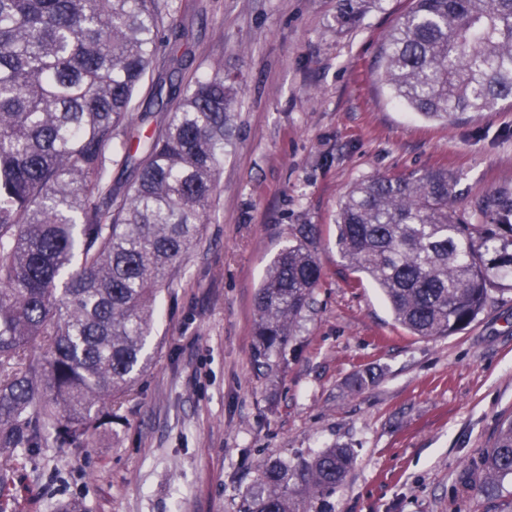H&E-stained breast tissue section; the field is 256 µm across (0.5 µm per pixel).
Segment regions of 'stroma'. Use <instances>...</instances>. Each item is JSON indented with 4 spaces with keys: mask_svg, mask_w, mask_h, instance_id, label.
Returning <instances> with one entry per match:
<instances>
[{
    "mask_svg": "<svg viewBox=\"0 0 512 512\" xmlns=\"http://www.w3.org/2000/svg\"><path fill=\"white\" fill-rule=\"evenodd\" d=\"M188 73L223 61L245 83L207 224L157 299L151 361L103 443L48 442L12 465L0 512H237L265 456L332 445L355 464L336 512H485L463 474L512 414V293L465 330L422 338L378 290L355 284L336 215L357 181L447 169L457 212L512 192V107L428 121L378 79L386 34L411 0H175ZM299 224L316 225L322 270L273 367L254 358L255 295ZM375 378L361 390L356 374Z\"/></svg>",
    "mask_w": 512,
    "mask_h": 512,
    "instance_id": "35a3bbf8",
    "label": "stroma"
}]
</instances>
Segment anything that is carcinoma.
<instances>
[{"instance_id": "carcinoma-1", "label": "carcinoma", "mask_w": 512, "mask_h": 512, "mask_svg": "<svg viewBox=\"0 0 512 512\" xmlns=\"http://www.w3.org/2000/svg\"><path fill=\"white\" fill-rule=\"evenodd\" d=\"M166 0H0V458L54 438L86 448L112 431L147 356L157 295L172 285L210 213L241 86L215 62L183 74L159 55ZM169 80L168 112L140 156L128 130L147 75ZM379 79L431 121L512 103V0H413L388 33ZM133 168L123 190L111 167ZM448 170L355 183L336 217L341 257L415 336H451L512 292V194L468 217ZM317 228L300 224L256 294V361L294 336L321 279ZM332 446L260 461L238 512H327L353 468ZM512 481V417L463 486L500 497Z\"/></svg>"}]
</instances>
